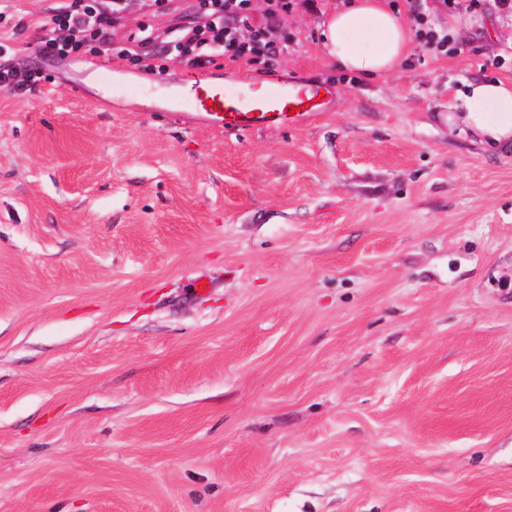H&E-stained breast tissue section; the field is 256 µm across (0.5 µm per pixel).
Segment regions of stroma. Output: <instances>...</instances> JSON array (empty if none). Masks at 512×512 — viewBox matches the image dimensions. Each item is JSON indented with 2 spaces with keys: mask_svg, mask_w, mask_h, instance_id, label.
<instances>
[{
  "mask_svg": "<svg viewBox=\"0 0 512 512\" xmlns=\"http://www.w3.org/2000/svg\"><path fill=\"white\" fill-rule=\"evenodd\" d=\"M347 2L251 0L274 52L193 67L199 0H120L124 60L0 0V69L44 75L0 89V512H512V144L448 124L512 81V12L427 0L447 51L364 78ZM199 77L333 95L224 131L164 109Z\"/></svg>",
  "mask_w": 512,
  "mask_h": 512,
  "instance_id": "1",
  "label": "stroma"
}]
</instances>
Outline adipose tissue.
Wrapping results in <instances>:
<instances>
[{"instance_id":"1","label":"adipose tissue","mask_w":512,"mask_h":512,"mask_svg":"<svg viewBox=\"0 0 512 512\" xmlns=\"http://www.w3.org/2000/svg\"><path fill=\"white\" fill-rule=\"evenodd\" d=\"M328 58L363 77L395 71L408 52L405 24L382 0H355L337 9L323 30ZM450 110L481 142L512 140V83L468 81Z\"/></svg>"}]
</instances>
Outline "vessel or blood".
<instances>
[{"instance_id":"vessel-or-blood-1","label":"vessel or blood","mask_w":512,"mask_h":512,"mask_svg":"<svg viewBox=\"0 0 512 512\" xmlns=\"http://www.w3.org/2000/svg\"><path fill=\"white\" fill-rule=\"evenodd\" d=\"M320 97V86L304 80L196 81L174 90L167 109L190 111L209 125L244 132L298 123L318 107Z\"/></svg>"}]
</instances>
